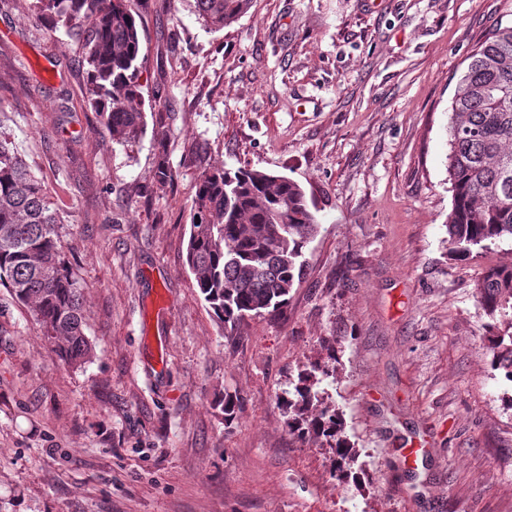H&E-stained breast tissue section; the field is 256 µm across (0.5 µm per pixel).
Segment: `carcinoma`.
<instances>
[{
  "instance_id": "cac0c4a2",
  "label": "carcinoma",
  "mask_w": 512,
  "mask_h": 512,
  "mask_svg": "<svg viewBox=\"0 0 512 512\" xmlns=\"http://www.w3.org/2000/svg\"><path fill=\"white\" fill-rule=\"evenodd\" d=\"M250 0H195L211 30L236 22ZM36 18L84 19V56L91 80L85 99L121 146L143 134L140 39L127 0H32ZM447 157L452 207L448 252L465 260L512 240V25L497 26L469 56L451 104ZM61 219L12 134L0 123V286L41 325L62 360L80 367L95 345L85 333L84 292L63 252ZM318 222L297 182L262 170L216 169L199 177L191 205L186 265L224 328L250 315H275L304 275L303 249ZM491 320L483 336L491 368L512 382V264L488 268L474 285ZM336 347L297 374L277 399L300 439L323 438L336 451L335 470L351 473L356 453L343 439L338 409L324 402V381L336 378Z\"/></svg>"
}]
</instances>
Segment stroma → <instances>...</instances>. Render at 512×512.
Here are the masks:
<instances>
[{
  "mask_svg": "<svg viewBox=\"0 0 512 512\" xmlns=\"http://www.w3.org/2000/svg\"><path fill=\"white\" fill-rule=\"evenodd\" d=\"M129 7L149 120L124 148L84 101L81 39L0 0V111L62 211L97 351L68 367L0 287V512H512V382L474 296L512 241L445 242L451 99L512 0H250L217 31L193 0ZM220 167L297 181L320 224L285 311L232 336L185 265ZM326 340L346 479L277 400Z\"/></svg>",
  "mask_w": 512,
  "mask_h": 512,
  "instance_id": "stroma-1",
  "label": "stroma"
}]
</instances>
